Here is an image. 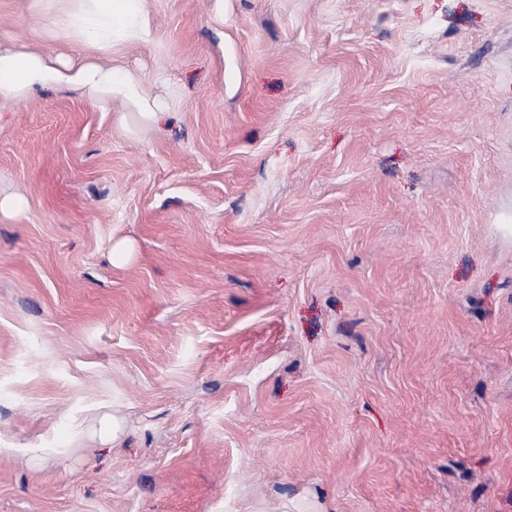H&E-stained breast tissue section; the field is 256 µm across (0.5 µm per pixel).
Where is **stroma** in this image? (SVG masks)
<instances>
[{
	"label": "stroma",
	"instance_id": "stroma-1",
	"mask_svg": "<svg viewBox=\"0 0 512 512\" xmlns=\"http://www.w3.org/2000/svg\"><path fill=\"white\" fill-rule=\"evenodd\" d=\"M150 11L0 104V512H512V0ZM86 432L101 443L118 442L124 432V420L118 414L102 412L87 428Z\"/></svg>",
	"mask_w": 512,
	"mask_h": 512
}]
</instances>
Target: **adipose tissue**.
I'll list each match as a JSON object with an SVG mask.
<instances>
[{"label":"adipose tissue","mask_w":512,"mask_h":512,"mask_svg":"<svg viewBox=\"0 0 512 512\" xmlns=\"http://www.w3.org/2000/svg\"><path fill=\"white\" fill-rule=\"evenodd\" d=\"M29 10L82 56L75 62L42 48H0V103L23 101L38 87L67 88L91 103L120 100L153 117L145 84L112 60L115 48L150 36L148 0H29Z\"/></svg>","instance_id":"ef3b65f1"}]
</instances>
